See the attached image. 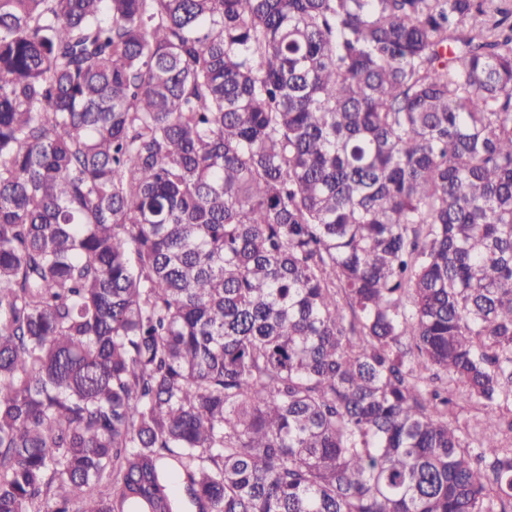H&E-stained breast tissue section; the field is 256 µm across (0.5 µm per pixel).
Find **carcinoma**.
Segmentation results:
<instances>
[{
	"label": "carcinoma",
	"mask_w": 512,
	"mask_h": 512,
	"mask_svg": "<svg viewBox=\"0 0 512 512\" xmlns=\"http://www.w3.org/2000/svg\"><path fill=\"white\" fill-rule=\"evenodd\" d=\"M506 412L512 0H0V512H512Z\"/></svg>",
	"instance_id": "obj_1"
}]
</instances>
